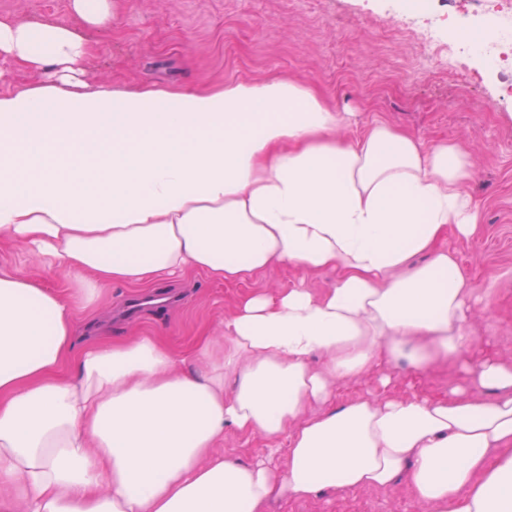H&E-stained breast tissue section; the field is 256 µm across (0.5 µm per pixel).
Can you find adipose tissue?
<instances>
[{"mask_svg": "<svg viewBox=\"0 0 512 512\" xmlns=\"http://www.w3.org/2000/svg\"><path fill=\"white\" fill-rule=\"evenodd\" d=\"M71 11L79 26L0 17V80L7 62L57 75L0 91V247L68 282L0 269V512H263L402 476L427 512H512V362L472 360L442 398L336 402L377 362L421 373L472 347L476 289L442 246L479 231L468 148L383 121L344 138L342 112L294 78H76L88 32L118 13ZM276 265L336 281L248 293L185 352L160 336L74 344L113 284ZM228 427L287 438L286 467L218 453Z\"/></svg>", "mask_w": 512, "mask_h": 512, "instance_id": "ef3b65f1", "label": "adipose tissue"}]
</instances>
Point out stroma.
<instances>
[{"instance_id":"1","label":"stroma","mask_w":512,"mask_h":512,"mask_svg":"<svg viewBox=\"0 0 512 512\" xmlns=\"http://www.w3.org/2000/svg\"><path fill=\"white\" fill-rule=\"evenodd\" d=\"M398 0H118L119 21L97 33L86 76L107 75L127 88L153 85L215 87L231 80L295 77L318 86L349 114L345 137L376 120L402 127L424 144L464 143L476 172L467 186L479 208L480 231L471 239L449 233L466 280L486 294L466 326L475 341L456 360L423 373L404 364L373 369L341 382L337 401L418 394L447 395L465 384L463 366L475 355L512 361V96L479 62L467 71L432 69L409 36L387 30L384 19ZM1 17L72 20L71 0H0ZM319 294L331 288L329 271L304 273L275 266L244 283H219L189 272L167 285L178 301L133 317V290L116 284L82 328L110 336L161 335L188 349L203 331L229 314L247 293L276 294L297 284ZM391 378L382 385L381 374ZM265 512H422L405 480L387 488L329 491L309 501L276 499Z\"/></svg>"}]
</instances>
